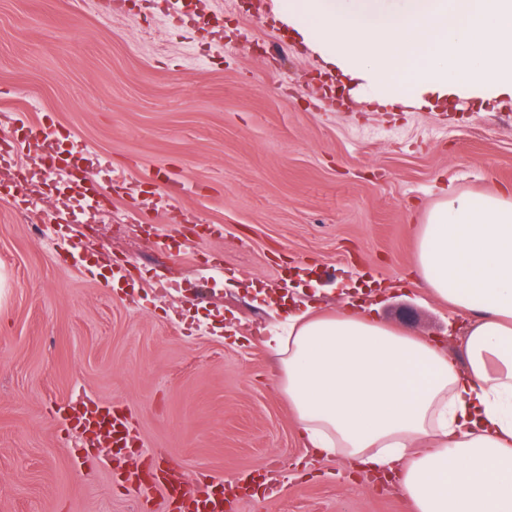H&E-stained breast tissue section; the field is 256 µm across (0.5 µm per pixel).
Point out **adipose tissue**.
I'll return each mask as SVG.
<instances>
[{
	"label": "adipose tissue",
	"mask_w": 512,
	"mask_h": 512,
	"mask_svg": "<svg viewBox=\"0 0 512 512\" xmlns=\"http://www.w3.org/2000/svg\"><path fill=\"white\" fill-rule=\"evenodd\" d=\"M279 19L385 110L512 99V0H280ZM415 268L468 315L460 356L397 331L378 295L290 304L263 344L319 457L391 481L413 512H512V189L441 192Z\"/></svg>",
	"instance_id": "adipose-tissue-1"
}]
</instances>
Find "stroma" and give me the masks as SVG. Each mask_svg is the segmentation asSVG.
<instances>
[{
  "label": "stroma",
  "instance_id": "1",
  "mask_svg": "<svg viewBox=\"0 0 512 512\" xmlns=\"http://www.w3.org/2000/svg\"><path fill=\"white\" fill-rule=\"evenodd\" d=\"M277 6L0 0V512H169L135 482L172 462L277 472L231 512H411L301 441L255 292L306 266L333 310L366 268L381 321L458 354L463 317L411 277L417 232L441 185L512 186V100L384 111ZM74 142L96 189L38 168ZM74 398L122 412L134 455L78 459Z\"/></svg>",
  "mask_w": 512,
  "mask_h": 512
}]
</instances>
